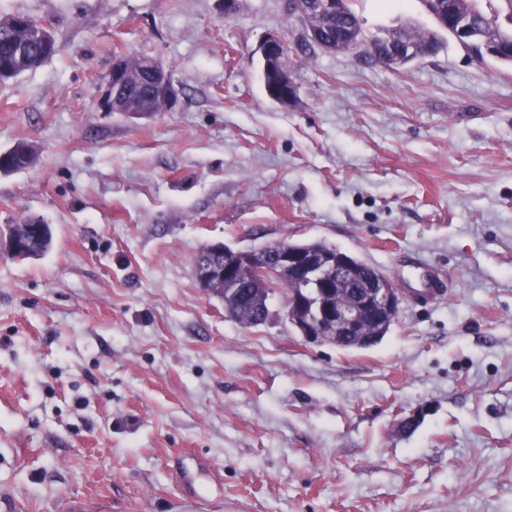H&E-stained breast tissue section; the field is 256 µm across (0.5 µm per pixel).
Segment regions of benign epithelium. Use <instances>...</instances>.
Returning <instances> with one entry per match:
<instances>
[{
	"mask_svg": "<svg viewBox=\"0 0 512 512\" xmlns=\"http://www.w3.org/2000/svg\"><path fill=\"white\" fill-rule=\"evenodd\" d=\"M309 9L318 14L334 15L342 11V0H314ZM8 26L16 34L15 46L10 48L11 59L0 64V79L21 71L25 58L28 18L16 15ZM287 44L278 36L266 38L260 47L262 69L266 75V93L271 100L289 106L296 101L297 88L285 66ZM176 99L173 83L166 77L161 62L150 58L133 73L118 58L106 76L101 105L108 112H133L148 115L159 107L166 108ZM208 254L222 253L228 257L224 267L214 273L195 267L200 288L213 291L215 285L224 288V312L239 300L246 289L255 286L271 287V281L286 271L298 283L300 292L284 304L290 324L307 343L330 340L336 332L345 336L360 333L368 315L395 318L403 303L402 293L392 291L382 279L372 280L348 304L333 303V296L344 281L352 280L353 264L349 253H317L293 241H283L247 250L229 248L222 243L205 247Z\"/></svg>",
	"mask_w": 512,
	"mask_h": 512,
	"instance_id": "benign-epithelium-1",
	"label": "benign epithelium"
}]
</instances>
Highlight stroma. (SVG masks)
<instances>
[{
  "instance_id": "stroma-1",
  "label": "stroma",
  "mask_w": 512,
  "mask_h": 512,
  "mask_svg": "<svg viewBox=\"0 0 512 512\" xmlns=\"http://www.w3.org/2000/svg\"><path fill=\"white\" fill-rule=\"evenodd\" d=\"M352 4L366 35L410 19L436 52L301 51L284 0H0L56 45L0 85V151L36 150L0 173V226L54 233L0 253V512H512V66L423 0ZM140 55L175 104L105 111L104 76ZM287 239L445 295L342 349L304 342L281 294L247 328L199 287L204 246ZM287 53V44L276 35L267 37L260 47L266 93L271 100L283 106L292 105L297 97L296 85L285 66ZM12 234L22 242V248L17 254H10L17 251V242L14 238L7 236L5 250L12 257L30 258L42 256L49 251L53 242V231L50 224L40 220L34 224L32 217H26L21 224H12Z\"/></svg>"
}]
</instances>
